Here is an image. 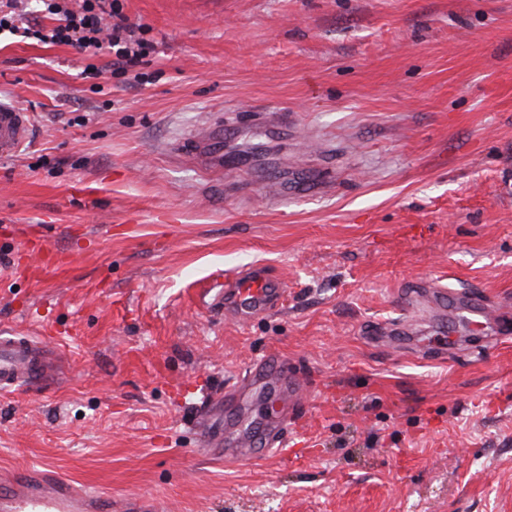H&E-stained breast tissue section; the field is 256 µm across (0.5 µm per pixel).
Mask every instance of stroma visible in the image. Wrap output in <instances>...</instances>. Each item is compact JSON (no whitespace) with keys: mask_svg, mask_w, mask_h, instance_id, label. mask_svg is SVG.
I'll return each mask as SVG.
<instances>
[{"mask_svg":"<svg viewBox=\"0 0 512 512\" xmlns=\"http://www.w3.org/2000/svg\"><path fill=\"white\" fill-rule=\"evenodd\" d=\"M156 50L0 32V330L64 373L0 396V475L50 465L170 512H512V0H123ZM68 263L37 273L22 253ZM256 264L282 311L213 316ZM487 297L497 345L380 326L425 286ZM277 355L312 385L288 445L236 464L202 392ZM30 135L29 113L0 99V156L16 154L29 141Z\"/></svg>","mask_w":512,"mask_h":512,"instance_id":"obj_1","label":"stroma"}]
</instances>
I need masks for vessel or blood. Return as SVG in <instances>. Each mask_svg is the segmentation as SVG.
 <instances>
[{"label": "vessel or blood", "instance_id": "1", "mask_svg": "<svg viewBox=\"0 0 512 512\" xmlns=\"http://www.w3.org/2000/svg\"><path fill=\"white\" fill-rule=\"evenodd\" d=\"M28 112L0 100V156L16 154L29 141ZM212 311L248 321L280 310L288 287L262 267L245 266L213 287ZM56 372L42 338L0 331V392L32 389L54 378ZM307 383L282 361L253 363L245 379L222 390L203 394L196 403V427L208 446L224 451L228 463L252 456L253 435L261 433L271 448L285 447L288 421L301 410ZM280 402L271 416L239 425L230 416L242 412L261 397ZM229 419L222 434H214L210 419L216 410ZM0 512H112L110 498L94 495L73 482L46 473L29 471L8 478L0 489Z\"/></svg>", "mask_w": 512, "mask_h": 512}]
</instances>
